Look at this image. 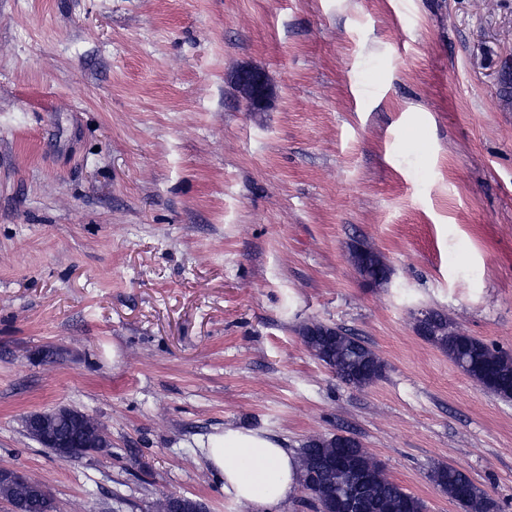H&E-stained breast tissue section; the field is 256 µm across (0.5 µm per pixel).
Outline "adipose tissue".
I'll return each instance as SVG.
<instances>
[{
  "mask_svg": "<svg viewBox=\"0 0 512 512\" xmlns=\"http://www.w3.org/2000/svg\"><path fill=\"white\" fill-rule=\"evenodd\" d=\"M203 456L207 469L222 481L225 494L252 512H271L301 485L296 454L282 439L263 430L228 427L211 434Z\"/></svg>",
  "mask_w": 512,
  "mask_h": 512,
  "instance_id": "adipose-tissue-1",
  "label": "adipose tissue"
}]
</instances>
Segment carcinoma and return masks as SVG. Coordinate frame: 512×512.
Listing matches in <instances>:
<instances>
[{
	"label": "carcinoma",
	"instance_id": "obj_1",
	"mask_svg": "<svg viewBox=\"0 0 512 512\" xmlns=\"http://www.w3.org/2000/svg\"><path fill=\"white\" fill-rule=\"evenodd\" d=\"M430 319L426 339L446 352L453 362L462 365L465 373L483 387L501 399L511 401L512 355L472 336L451 333L447 316L439 311H430ZM321 360L342 382L355 387L371 384L383 368L381 360L368 345L345 336L329 337ZM340 441L341 437L335 435L318 437L300 449L303 474H314L313 483L304 485L312 499L325 507L330 501L338 503V498L345 495L346 476L327 466V461L344 455L371 474L366 493L377 502L376 512H426L424 503L390 480L383 465L366 449L358 446L343 448ZM432 478L463 507L464 512H499L497 502L460 470L440 467L433 472ZM39 486L41 482L31 477L21 482L0 481V499L22 505L25 512H56L53 497L35 495L34 488Z\"/></svg>",
	"mask_w": 512,
	"mask_h": 512
}]
</instances>
